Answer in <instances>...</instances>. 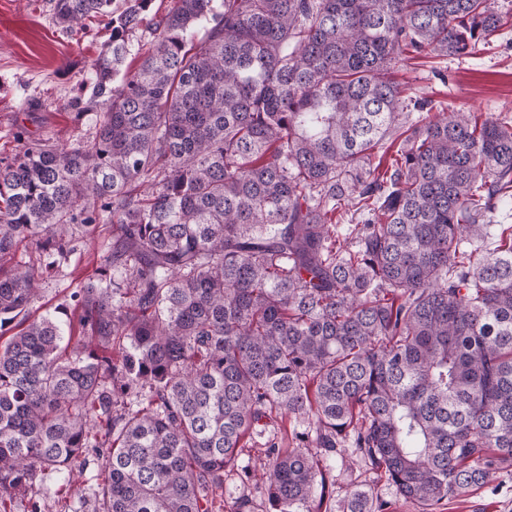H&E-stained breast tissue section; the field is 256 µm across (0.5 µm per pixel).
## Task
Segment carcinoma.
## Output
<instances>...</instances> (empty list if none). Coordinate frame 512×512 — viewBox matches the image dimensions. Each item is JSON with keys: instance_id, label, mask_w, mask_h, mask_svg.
<instances>
[{"instance_id": "obj_1", "label": "carcinoma", "mask_w": 512, "mask_h": 512, "mask_svg": "<svg viewBox=\"0 0 512 512\" xmlns=\"http://www.w3.org/2000/svg\"><path fill=\"white\" fill-rule=\"evenodd\" d=\"M91 61L90 144L0 161V512L102 449L95 512H321L354 448L421 512L512 467V114L407 124L413 54L469 56L491 0H175L119 77L151 0H49ZM204 30L196 39L198 30ZM399 141L387 167L377 161ZM360 213L339 239L336 215ZM76 321L28 316L98 224ZM26 240L38 257L13 262ZM297 447H279L277 419ZM266 438L259 467L238 462ZM239 473L258 494L224 501ZM346 512H383L367 483Z\"/></svg>"}]
</instances>
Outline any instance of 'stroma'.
I'll list each match as a JSON object with an SVG mask.
<instances>
[{
    "label": "stroma",
    "instance_id": "1",
    "mask_svg": "<svg viewBox=\"0 0 512 512\" xmlns=\"http://www.w3.org/2000/svg\"><path fill=\"white\" fill-rule=\"evenodd\" d=\"M111 33L106 20L96 18L72 36L55 26L49 0H0V160L18 150L20 129L30 138L63 145L93 140L95 111L76 113L67 101L79 95L91 61ZM395 77L412 98L425 97L456 111L512 113V27L472 56L444 57L432 66L420 59L402 61ZM111 243L108 230L99 229L68 265L56 267L45 280L31 313L73 310L71 292L105 265ZM88 460L70 498L37 493L41 512H95L99 460L93 453ZM436 512H512V468L499 471L475 491L443 502Z\"/></svg>",
    "mask_w": 512,
    "mask_h": 512
}]
</instances>
